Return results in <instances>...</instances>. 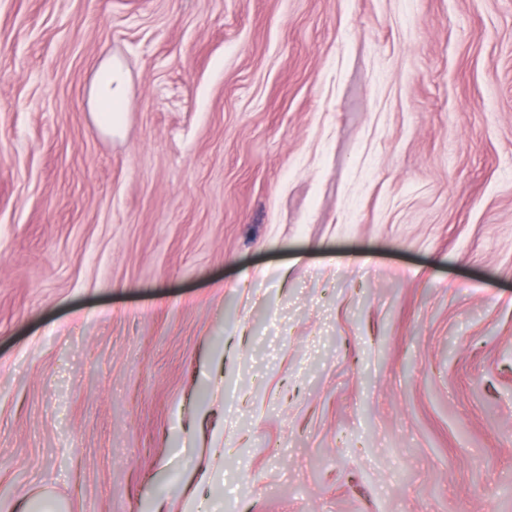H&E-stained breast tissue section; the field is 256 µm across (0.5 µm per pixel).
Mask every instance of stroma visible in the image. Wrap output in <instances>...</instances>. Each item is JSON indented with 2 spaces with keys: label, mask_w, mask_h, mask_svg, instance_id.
I'll return each mask as SVG.
<instances>
[{
  "label": "stroma",
  "mask_w": 512,
  "mask_h": 512,
  "mask_svg": "<svg viewBox=\"0 0 512 512\" xmlns=\"http://www.w3.org/2000/svg\"><path fill=\"white\" fill-rule=\"evenodd\" d=\"M203 467L208 512H512V0H0V505ZM124 100V82L112 61L101 66L96 84L90 93V103L100 125L112 131V112H118Z\"/></svg>",
  "instance_id": "obj_1"
}]
</instances>
